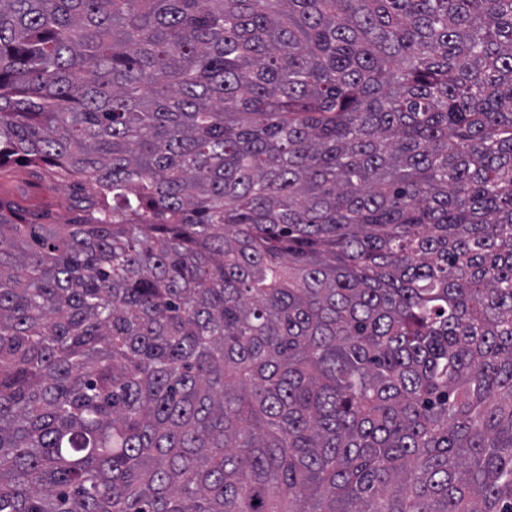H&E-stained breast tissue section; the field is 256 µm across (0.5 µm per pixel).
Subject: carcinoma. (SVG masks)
Here are the masks:
<instances>
[{
  "label": "carcinoma",
  "mask_w": 512,
  "mask_h": 512,
  "mask_svg": "<svg viewBox=\"0 0 512 512\" xmlns=\"http://www.w3.org/2000/svg\"><path fill=\"white\" fill-rule=\"evenodd\" d=\"M0 512H512V0H0ZM70 193L51 179H33L24 160L15 159L0 169V194L10 196L28 211L48 213V218L39 220L42 224H56L70 217Z\"/></svg>",
  "instance_id": "1"
}]
</instances>
